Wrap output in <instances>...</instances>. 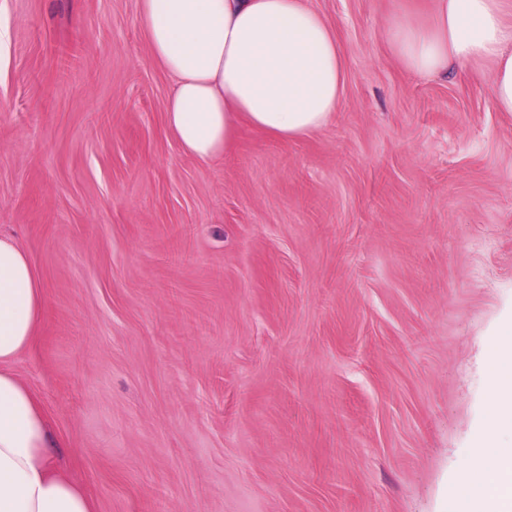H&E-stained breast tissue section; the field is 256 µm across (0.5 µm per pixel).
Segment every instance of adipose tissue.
<instances>
[{"instance_id": "1", "label": "adipose tissue", "mask_w": 512, "mask_h": 512, "mask_svg": "<svg viewBox=\"0 0 512 512\" xmlns=\"http://www.w3.org/2000/svg\"><path fill=\"white\" fill-rule=\"evenodd\" d=\"M512 0H431L420 17L393 0L384 38L411 75L488 67L493 104L512 112ZM151 58L173 81L165 124L188 155L222 156L245 123L288 140L338 112L347 64L308 0H140ZM45 306L27 251L0 234V512H96L57 463L49 419L14 372ZM490 416L454 491L453 512H512V327L492 341Z\"/></svg>"}]
</instances>
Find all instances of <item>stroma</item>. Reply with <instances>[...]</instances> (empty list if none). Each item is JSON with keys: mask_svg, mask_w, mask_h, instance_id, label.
Instances as JSON below:
<instances>
[{"mask_svg": "<svg viewBox=\"0 0 512 512\" xmlns=\"http://www.w3.org/2000/svg\"><path fill=\"white\" fill-rule=\"evenodd\" d=\"M325 128L164 125L139 0H0V230L46 306L13 369L97 512H450L512 326V113L408 74L391 0H310Z\"/></svg>", "mask_w": 512, "mask_h": 512, "instance_id": "1", "label": "stroma"}]
</instances>
